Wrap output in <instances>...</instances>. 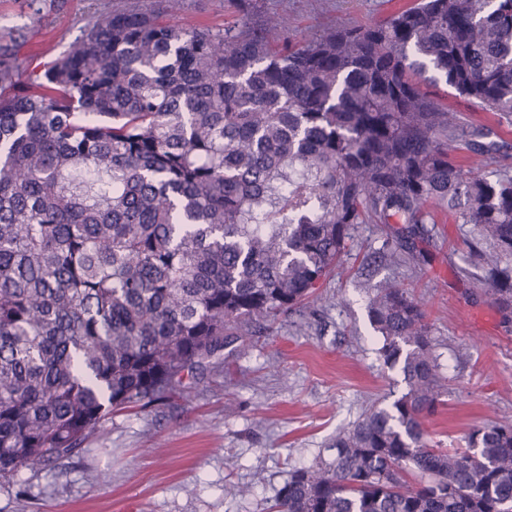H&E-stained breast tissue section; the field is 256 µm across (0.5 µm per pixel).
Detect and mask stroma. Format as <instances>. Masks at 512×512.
Returning a JSON list of instances; mask_svg holds the SVG:
<instances>
[{"mask_svg":"<svg viewBox=\"0 0 512 512\" xmlns=\"http://www.w3.org/2000/svg\"><path fill=\"white\" fill-rule=\"evenodd\" d=\"M411 0H184L186 22L220 27L292 15L299 33L366 26ZM125 0H0V29L20 30L14 53L43 72L95 16ZM474 225L444 217L396 242L358 224L333 272L311 297L253 322L222 363L184 378L171 396L113 413L84 454L0 478V512H274L292 472L331 460L337 430L404 390L377 349L372 285L411 287L426 310L446 389L424 420L429 445L466 450L475 427L512 415V312L494 302L474 263ZM402 244L409 257L385 255Z\"/></svg>","mask_w":512,"mask_h":512,"instance_id":"obj_1","label":"stroma"}]
</instances>
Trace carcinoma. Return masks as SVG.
I'll return each mask as SVG.
<instances>
[{"label": "carcinoma", "mask_w": 512, "mask_h": 512, "mask_svg": "<svg viewBox=\"0 0 512 512\" xmlns=\"http://www.w3.org/2000/svg\"><path fill=\"white\" fill-rule=\"evenodd\" d=\"M179 11L102 13L26 86L0 48V477L81 453L112 410L307 299L355 224L415 235L448 210L512 309V175L454 155L499 157L495 132L421 88L511 117L512 0H417L300 40L289 17L209 28ZM368 316L405 392L295 470L277 512H512V420L464 452L430 447L443 384L423 305L384 282ZM424 90L437 93L443 103L447 106L448 111L463 114L467 124L471 129L482 126H494L491 114L485 112L481 107L477 106L467 98L458 95L454 90L448 88L445 84L440 83L439 86H423Z\"/></svg>", "instance_id": "1"}]
</instances>
